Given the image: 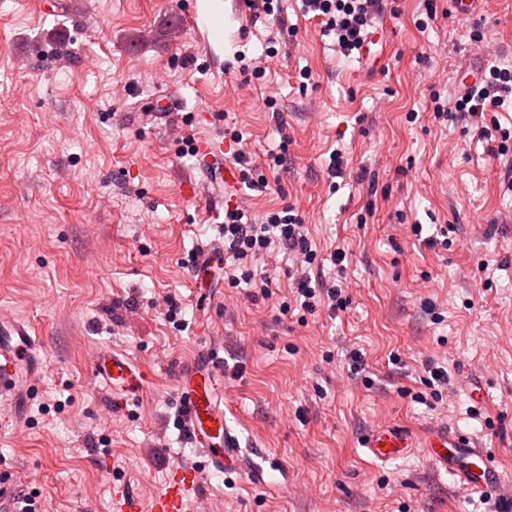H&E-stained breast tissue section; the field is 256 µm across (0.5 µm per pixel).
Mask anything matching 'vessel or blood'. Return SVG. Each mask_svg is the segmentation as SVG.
Listing matches in <instances>:
<instances>
[{
  "label": "vessel or blood",
  "instance_id": "b4317fda",
  "mask_svg": "<svg viewBox=\"0 0 512 512\" xmlns=\"http://www.w3.org/2000/svg\"><path fill=\"white\" fill-rule=\"evenodd\" d=\"M194 146L195 166L210 184L209 216L217 221L225 208L239 203L238 195L230 191L239 172L229 158L237 149L206 136L199 137ZM223 258V245L203 246L194 264V283H201L213 264ZM91 370L110 392L113 402L122 405L135 403L150 383L148 373L129 355L110 349L99 350ZM40 371L35 330L25 321L1 314L0 395L9 396L15 415L24 414L28 392ZM221 373L217 350H196L184 363L179 380L184 428L191 443L203 450L208 468L216 472L243 466L239 442L224 423V400L219 389ZM364 446L380 459L403 457L413 448L405 434L390 427L372 430L366 435ZM422 446L437 467L455 478L463 493L512 496V476L473 439L439 428L426 436ZM201 480L198 468L172 467L152 501L150 512H199Z\"/></svg>",
  "mask_w": 512,
  "mask_h": 512
}]
</instances>
